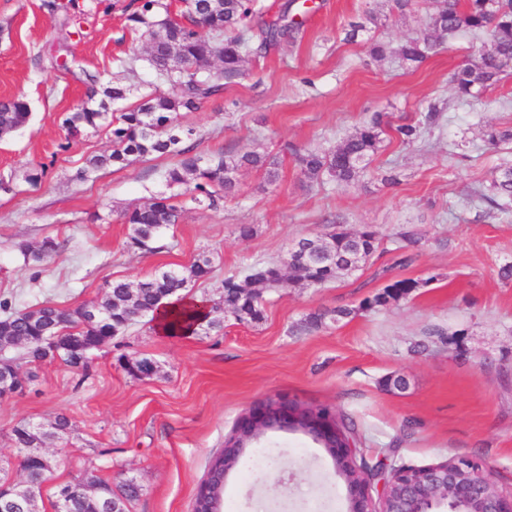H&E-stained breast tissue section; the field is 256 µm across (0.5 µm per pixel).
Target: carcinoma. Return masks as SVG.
Wrapping results in <instances>:
<instances>
[{
    "label": "carcinoma",
    "mask_w": 512,
    "mask_h": 512,
    "mask_svg": "<svg viewBox=\"0 0 512 512\" xmlns=\"http://www.w3.org/2000/svg\"><path fill=\"white\" fill-rule=\"evenodd\" d=\"M183 9L173 17L162 0H139L136 10L128 16L135 28L143 29L148 52L146 60L156 78L177 87L174 94L151 92L142 96L132 110L122 112L112 119V152L91 157L88 167L79 172L83 179L91 171L106 167L128 166L131 162L152 154L169 155L172 165L163 177L170 186L184 188L195 204L203 210H218L224 197L233 193L238 175L244 168L262 169L266 180L278 179L275 159L256 151L223 153L207 159L199 155L195 146L184 144L193 136V130L183 129L174 123L181 112H194L200 105L224 91L243 74L245 57L259 55L281 36L288 34V27L296 25L280 22H261L254 30L256 16L253 0H181ZM461 29L488 36L489 47L479 59L460 67L452 78L455 93L460 98L472 97L491 88L505 69L512 65V0H442V5L429 16L428 33L421 38H411L392 48L382 41L370 43L368 53L375 59L397 55L404 63L418 66L436 53L448 39ZM89 87V102L65 118L64 124L72 134L83 129H95L107 120L110 104L125 99L126 88L101 83L100 74L84 72ZM439 112L434 105L414 124L399 125V140L411 145L417 142L425 128L433 125ZM30 118L28 104L21 98L0 101V139L21 127ZM383 120L373 114L354 134L344 139L327 153L293 149L301 173L310 181L323 177L338 183H350L366 171L372 157L382 142ZM496 194L512 198V167L501 169L492 180ZM181 212L163 195L136 207L123 215L130 227L129 245L151 252L164 230L177 224ZM319 248L327 255L322 262L299 266L294 282L305 287L315 280L319 285L331 282L330 269L342 268L351 273L360 268L379 246V234L374 230L355 239L336 230L316 235ZM58 243L53 238L43 240L35 249L25 248V259L41 262L57 252ZM213 273V262L202 252L188 265L162 267L153 275L131 284L115 280L106 285L107 291L100 300L103 315L90 322L82 306L61 307L44 301L31 309L15 310L11 302L0 300V341L5 343L21 338L30 339L25 347L27 363L44 362L40 343L59 337L120 336L143 318L157 319L158 312L175 308L165 324L171 336L219 333L224 330V320L212 313L222 312L239 322H254L263 318L265 297L257 293L252 299L239 302L236 288L271 290L284 285L279 279L276 264L256 265L244 278L227 276L219 297L210 300L211 306L187 307L182 304V293L190 285L205 281ZM418 283L412 279L397 280L385 287V293L367 301L368 306H380L387 298L406 295ZM23 440L16 449L20 459L17 476L24 480L32 495L18 500V507L11 512H39L44 484L50 471L24 455ZM89 481L107 492V499L98 500L81 493L69 498L65 512H128L127 504L138 496V486L128 480L112 489V481L97 477Z\"/></svg>",
    "instance_id": "1"
}]
</instances>
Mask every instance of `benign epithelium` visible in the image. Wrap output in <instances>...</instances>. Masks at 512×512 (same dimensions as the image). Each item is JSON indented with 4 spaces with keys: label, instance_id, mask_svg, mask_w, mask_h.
<instances>
[{
    "label": "benign epithelium",
    "instance_id": "obj_1",
    "mask_svg": "<svg viewBox=\"0 0 512 512\" xmlns=\"http://www.w3.org/2000/svg\"><path fill=\"white\" fill-rule=\"evenodd\" d=\"M25 389L26 381L13 365L0 360V398L16 396ZM282 430L300 432L325 449L345 483L349 512H433L436 505L445 506L448 512H512V495H504L493 471L475 459L460 457L427 466L388 461L376 473L339 419L286 400L259 404L241 419L225 440L224 462L215 464L213 482L203 484L197 496L210 498L223 487L245 449L267 432ZM376 482L382 484L378 508L372 495ZM27 496L25 484L18 479L0 486V500L5 503Z\"/></svg>",
    "mask_w": 512,
    "mask_h": 512
}]
</instances>
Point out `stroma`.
<instances>
[{"label":"stroma","instance_id":"1","mask_svg":"<svg viewBox=\"0 0 512 512\" xmlns=\"http://www.w3.org/2000/svg\"><path fill=\"white\" fill-rule=\"evenodd\" d=\"M44 0H0V99L27 101L28 123L0 139V300L25 309L49 300L77 307L102 299L107 283L138 282L164 266L189 264L207 252L214 271L191 294L217 298L223 280L256 264H285L292 244L328 226H370L381 244L356 272L322 288L284 284L266 296L256 323L225 318L222 332L170 336L140 321L96 351L87 368L46 363L30 369L23 348L9 357L35 372L27 392L0 399V461L17 468L11 439L21 420L63 415L71 428L48 447L53 480L128 478L139 486L129 512H192L211 459L238 420L261 402L286 398L351 418L368 462L394 451L397 463L427 466L455 457L482 461L501 491L512 493V201L492 180L512 166V141L490 146L488 129L512 128V67L479 98L459 99L453 73L475 61L488 39L457 34L419 67L370 58L371 40L399 45L423 35L440 0L413 11L388 0H257L271 21L289 14L295 28L267 54L249 57L244 74L223 94L178 122L196 132L203 156L255 150L277 158L279 178L240 172L223 209H199L161 173L168 157L149 156L118 169L76 174L88 158L112 148L110 126L69 134L64 116L84 105L87 87L56 63L127 87L113 112L133 109L157 83L141 56L145 38L128 20L130 0H77L50 13ZM376 10L377 24L350 35ZM139 54L132 69L121 62ZM438 124L422 140L402 144L394 126L415 122L429 105ZM390 125L369 171L358 181L309 183L292 154L333 149L373 113ZM40 173L38 183L27 172ZM398 182L386 184L384 174ZM173 196L181 219L156 252L130 247L125 210L158 195ZM254 229L241 238L240 225ZM56 239L59 250L25 263L22 245ZM399 279L417 288L383 306L367 298ZM349 317L308 331L298 325L325 310ZM148 358L153 376L126 363ZM401 377L405 388L388 387ZM264 461L243 458L224 483L226 512H347L346 487L325 450L295 432H269Z\"/></svg>","mask_w":512,"mask_h":512}]
</instances>
